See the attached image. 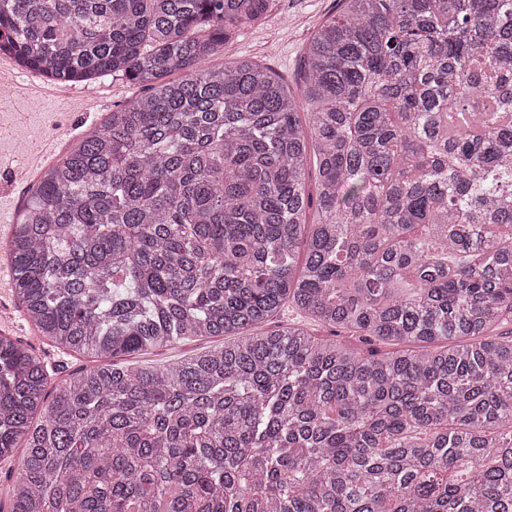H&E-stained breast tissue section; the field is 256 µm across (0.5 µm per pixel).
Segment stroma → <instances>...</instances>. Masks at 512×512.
<instances>
[{"mask_svg":"<svg viewBox=\"0 0 512 512\" xmlns=\"http://www.w3.org/2000/svg\"><path fill=\"white\" fill-rule=\"evenodd\" d=\"M337 9V0H272L267 17L249 27L238 30L223 48L210 56L206 64L221 68L241 59L249 58L278 72L293 90L303 84L305 44L314 32ZM39 88L32 95L10 94L0 98V113L22 111L29 113L27 126L19 128L13 136L0 143V203L8 216H15L21 203L30 195L34 185L32 177L15 176L13 156L21 142L39 138L55 141L57 148L67 150L81 130L106 112L141 96L139 85L109 76L92 82L72 86L69 96L54 95L53 84L39 78ZM0 306L7 308L6 330L14 339L31 345L43 359L51 383H58L69 373L94 365L93 357L62 352L38 337L27 321L17 299L10 273L0 274ZM223 337H194L181 340L168 347L137 355L136 361L146 365H164L180 358L222 345Z\"/></svg>","mask_w":512,"mask_h":512,"instance_id":"1","label":"stroma"}]
</instances>
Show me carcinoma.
I'll use <instances>...</instances> for the list:
<instances>
[{"label": "carcinoma", "instance_id": "carcinoma-1", "mask_svg": "<svg viewBox=\"0 0 512 512\" xmlns=\"http://www.w3.org/2000/svg\"><path fill=\"white\" fill-rule=\"evenodd\" d=\"M270 2L0 0L21 67L147 87L7 244L38 334L103 362L51 388L0 336V512H512V0H341L299 93L202 66ZM287 302L391 349L265 330ZM224 343L223 337H194L181 340L168 347L148 351L146 353L127 358H117V361H134L146 365H164L179 358H186L195 353L213 349ZM21 454V450L17 449L11 457L0 460V498L5 504L8 502L10 489L21 468Z\"/></svg>", "mask_w": 512, "mask_h": 512}]
</instances>
